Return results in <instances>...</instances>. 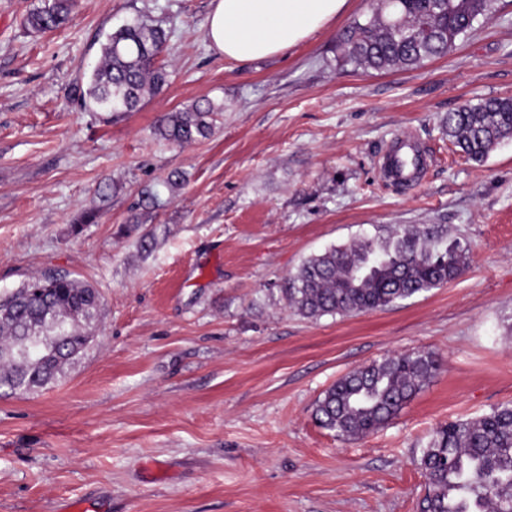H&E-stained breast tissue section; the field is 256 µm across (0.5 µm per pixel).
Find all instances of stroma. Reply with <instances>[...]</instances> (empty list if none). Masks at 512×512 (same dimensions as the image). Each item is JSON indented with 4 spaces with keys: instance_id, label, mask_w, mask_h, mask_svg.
<instances>
[{
    "instance_id": "35a3bbf8",
    "label": "stroma",
    "mask_w": 512,
    "mask_h": 512,
    "mask_svg": "<svg viewBox=\"0 0 512 512\" xmlns=\"http://www.w3.org/2000/svg\"><path fill=\"white\" fill-rule=\"evenodd\" d=\"M39 3L0 0V292L66 270L101 309L55 383L0 396V512H418L436 428L512 403V138L478 164L440 127L512 97V0L448 55L383 72L339 45L374 0L249 62L211 48V0H78L44 34L24 25ZM137 17L168 34V84L116 119L81 110L71 89ZM201 99L224 106L213 136L156 135ZM401 138L431 159L412 186L379 169ZM408 224L466 236L468 270L384 310L289 308L305 258ZM416 349L442 367L385 427L316 423L341 376Z\"/></svg>"
}]
</instances>
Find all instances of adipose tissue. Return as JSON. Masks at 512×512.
Listing matches in <instances>:
<instances>
[{
	"label": "adipose tissue",
	"mask_w": 512,
	"mask_h": 512,
	"mask_svg": "<svg viewBox=\"0 0 512 512\" xmlns=\"http://www.w3.org/2000/svg\"><path fill=\"white\" fill-rule=\"evenodd\" d=\"M348 0H211L205 30L224 58L248 62L294 48L324 28Z\"/></svg>",
	"instance_id": "obj_1"
}]
</instances>
